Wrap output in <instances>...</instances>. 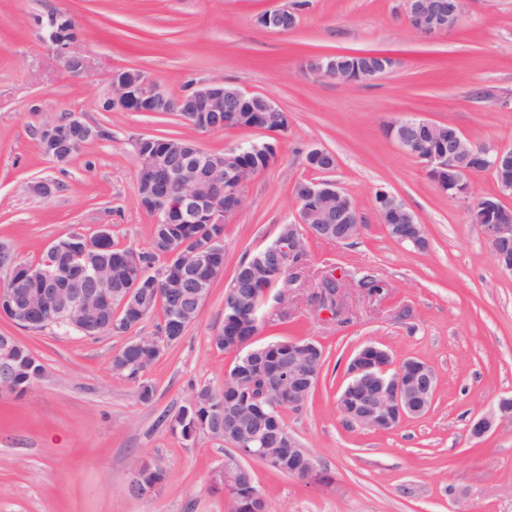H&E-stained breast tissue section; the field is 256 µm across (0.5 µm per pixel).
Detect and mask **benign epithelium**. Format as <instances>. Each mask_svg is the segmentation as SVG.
Returning a JSON list of instances; mask_svg holds the SVG:
<instances>
[{
	"mask_svg": "<svg viewBox=\"0 0 512 512\" xmlns=\"http://www.w3.org/2000/svg\"><path fill=\"white\" fill-rule=\"evenodd\" d=\"M467 0H406L408 23L420 35H436L460 25ZM258 22L266 29L288 32L299 23V10L285 4L261 14ZM76 29L63 15L50 19L48 41L63 59L66 68L74 73L85 71L82 56L70 52L76 39ZM361 64L348 67L332 58L313 59L307 67L312 72L336 81L355 85L376 80L392 72L394 57L380 52L354 55ZM112 96L105 100L108 111L123 112H182L190 118L203 116L201 132H218L230 127L245 128L246 113L262 112L273 119L264 122L261 129L278 133L288 129L287 114L264 94H246L223 83L200 84L174 101L149 75L135 70L112 72ZM389 135L408 153L419 160L440 190L451 199L466 198L470 178L477 172L512 168V146L477 145L459 132L445 145V125L416 116L389 123ZM43 153L59 164L70 157V147L77 139L97 137V128L71 114L63 120L38 131ZM218 166L212 163L211 152L191 139L186 145L167 144L155 148L140 160L136 192L142 207L154 214L165 213L177 218L180 224H223L243 205L247 185L255 170L224 162V177L217 175ZM297 197V221L279 233L275 240L256 251L248 264L241 267L244 277L253 283L261 276L282 272L285 260L299 261L303 256L304 230L319 238H331L346 243L360 230V214L355 202L336 183L330 180H307L301 184ZM381 222L395 225L394 235L401 234L402 225H411V236L418 246H426L423 225L416 222L406 203L397 195L379 191L377 201ZM492 244L500 268L512 275V209H487L475 218ZM110 236L103 228L94 236L74 235L49 249V271H41L20 262L9 246L0 247V269L14 274L11 285L0 289V317L30 327L31 313L40 302L57 316V322L85 330L98 323L103 329H112L116 315L100 314L95 305L121 296L120 306L149 308L158 296L155 288H114L106 268L97 260L102 243ZM213 242L183 243L172 255L177 276L169 282L167 307L173 323L191 316L200 298L210 292L211 279L201 274L213 268ZM37 280L39 293L31 295L27 284ZM255 334L243 324L234 329L227 340L237 352L246 351L247 360L256 372L235 380L256 405L277 402L290 410L302 409L314 386L312 366L305 360V346L288 348L279 368L273 373L263 371L266 350L252 347ZM17 340L0 336V380L14 379L13 350ZM366 348L372 356L366 360L353 359L348 378L355 379L349 406L339 405L343 417L356 421L359 427L384 431L393 424L418 417L424 407L432 404L437 376L414 368L401 361L394 363L389 351L375 344ZM498 422L512 423V398L502 397L489 413L472 419L469 435L482 440ZM207 435L224 441L231 453L224 461V488L237 487L243 476L252 477L250 462L259 460L274 468L303 459L307 451L291 435L270 436L265 424L254 423L244 415L239 405H226L217 411L216 423L208 427ZM147 469L167 471L163 457L155 456L135 465L129 485L131 493L147 496L154 487L145 483Z\"/></svg>",
	"mask_w": 512,
	"mask_h": 512,
	"instance_id": "1",
	"label": "benign epithelium"
}]
</instances>
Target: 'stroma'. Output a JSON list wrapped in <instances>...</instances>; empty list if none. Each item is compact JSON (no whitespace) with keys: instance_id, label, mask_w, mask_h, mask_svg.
Masks as SVG:
<instances>
[{"instance_id":"stroma-1","label":"stroma","mask_w":512,"mask_h":512,"mask_svg":"<svg viewBox=\"0 0 512 512\" xmlns=\"http://www.w3.org/2000/svg\"><path fill=\"white\" fill-rule=\"evenodd\" d=\"M282 2L0 0V242L20 261L37 263L58 239L104 226L116 247L148 249L155 218L136 193L140 138H191L220 153L277 148L224 226V272L198 319L146 373L151 402L111 360L133 336L157 335L160 314L133 332L95 338L0 317V335L19 339L47 371L23 396H0V512H231L230 499L209 490L224 443L184 440L169 421L194 388L222 385L236 360L211 344L224 323V291L243 258L295 221L296 182L322 178L354 199L360 232L342 244L307 237L303 276L269 290L255 341L323 346L312 401L284 420L328 481L253 462L269 512H512V424H496L479 442L468 435L474 416L512 395V276L499 269L469 203L442 194L385 131L419 116L452 123L477 144L512 145V0H468L461 24L433 37L411 31L403 0H308L296 29L261 27L259 15ZM54 14L74 23L71 50L85 58L83 74L71 73L45 38L42 23ZM365 51L394 56V71L344 86L307 68L312 58ZM123 69L146 72L173 96L210 82L267 95L287 112L288 129L201 133L169 113L104 110L111 75ZM67 113L100 135L60 165L42 153L37 131ZM312 147L335 155L331 172L307 166ZM40 181L54 184L50 196L33 192ZM380 190L405 201L427 250L390 238ZM365 273L379 291L360 287ZM330 276L342 280L333 318L316 301ZM368 343L434 370L424 416L388 432L345 423L337 395L350 358ZM157 455L166 480L151 495H131L134 465Z\"/></svg>"}]
</instances>
